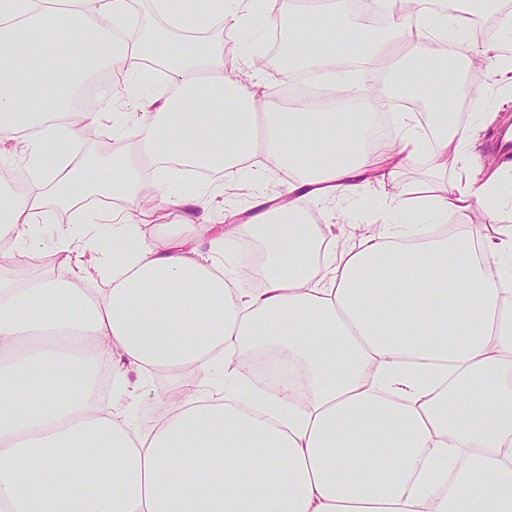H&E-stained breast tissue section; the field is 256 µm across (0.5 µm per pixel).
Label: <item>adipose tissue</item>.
Listing matches in <instances>:
<instances>
[{
	"instance_id": "adipose-tissue-1",
	"label": "adipose tissue",
	"mask_w": 512,
	"mask_h": 512,
	"mask_svg": "<svg viewBox=\"0 0 512 512\" xmlns=\"http://www.w3.org/2000/svg\"><path fill=\"white\" fill-rule=\"evenodd\" d=\"M433 2L378 0L377 34L349 23L348 0L303 15L285 0L286 57L320 67L336 46L356 63L363 99L336 112L270 107L255 51L202 36L265 24L258 0H154L165 25L139 34L131 0H0V145L14 143L37 182L12 190L0 156V242L9 259L22 245L31 268L0 276V512H512V225L499 221L512 187L480 179L485 160L448 98L459 73L441 53L499 0ZM511 44L510 11L469 59L497 60L512 87ZM397 47L395 81L432 122L399 112L372 142L369 93ZM142 59L172 93L154 91ZM99 68L124 77L112 134L139 152L74 165L101 114L70 102ZM448 158V182L397 180ZM176 159L288 179L219 225L223 185L171 193ZM371 193L385 219L346 247L306 209ZM97 197L108 234L45 243L54 209L85 224ZM246 239L260 244L255 288L235 260ZM266 351L300 385L258 384L245 366ZM143 389L160 409L146 424L129 415Z\"/></svg>"
}]
</instances>
